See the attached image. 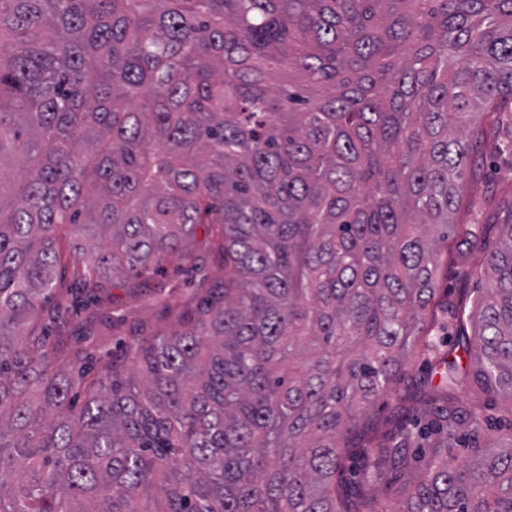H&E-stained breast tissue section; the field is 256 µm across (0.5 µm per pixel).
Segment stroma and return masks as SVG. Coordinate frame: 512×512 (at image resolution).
Instances as JSON below:
<instances>
[{
  "instance_id": "35a3bbf8",
  "label": "stroma",
  "mask_w": 512,
  "mask_h": 512,
  "mask_svg": "<svg viewBox=\"0 0 512 512\" xmlns=\"http://www.w3.org/2000/svg\"><path fill=\"white\" fill-rule=\"evenodd\" d=\"M512 214V156L486 151L468 179L455 219L483 226L481 241L468 247L456 238L441 246L438 286L458 297L488 285L485 260L500 246V226ZM224 278V265L215 242L197 232L186 255L165 257L149 284L134 277L102 284L98 300L77 306L73 297L83 286L72 260L58 269V304L44 309L34 320V333H49L53 347L51 366L76 369L85 356L91 372L123 355L133 343L179 330L183 317L192 313Z\"/></svg>"
}]
</instances>
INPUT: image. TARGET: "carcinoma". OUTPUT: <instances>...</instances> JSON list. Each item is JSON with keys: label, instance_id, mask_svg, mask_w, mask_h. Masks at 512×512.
<instances>
[{"label": "carcinoma", "instance_id": "obj_1", "mask_svg": "<svg viewBox=\"0 0 512 512\" xmlns=\"http://www.w3.org/2000/svg\"><path fill=\"white\" fill-rule=\"evenodd\" d=\"M511 103L512 0H0V512H512V442L425 323L441 243L478 237L454 220L474 153H512ZM201 224L224 282L74 409L26 334L59 236L85 278L146 283ZM502 234L444 326L512 396V216ZM382 394L385 430L363 419ZM421 444L395 503L379 485ZM427 460V448L420 449L411 470L401 476H388L385 482L381 484L380 492L385 496L391 497L393 500L402 499L407 489H409L425 471Z\"/></svg>", "mask_w": 512, "mask_h": 512}]
</instances>
